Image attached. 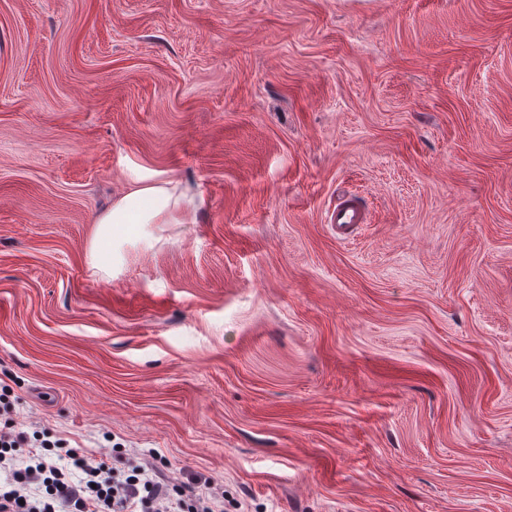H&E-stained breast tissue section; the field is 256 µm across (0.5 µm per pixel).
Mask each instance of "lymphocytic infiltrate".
Listing matches in <instances>:
<instances>
[{
  "label": "lymphocytic infiltrate",
  "instance_id": "f902f5d3",
  "mask_svg": "<svg viewBox=\"0 0 512 512\" xmlns=\"http://www.w3.org/2000/svg\"><path fill=\"white\" fill-rule=\"evenodd\" d=\"M222 497L207 477L176 483L154 457L83 454L28 431L0 385V512H221Z\"/></svg>",
  "mask_w": 512,
  "mask_h": 512
}]
</instances>
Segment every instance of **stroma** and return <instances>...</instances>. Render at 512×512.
I'll return each mask as SVG.
<instances>
[{"mask_svg": "<svg viewBox=\"0 0 512 512\" xmlns=\"http://www.w3.org/2000/svg\"><path fill=\"white\" fill-rule=\"evenodd\" d=\"M0 381L224 512H512V0H0ZM194 198L166 179L135 187L101 214L95 222L89 259L96 272L112 271V236L120 229H133L134 224H182ZM365 221L364 211L358 204L349 199L337 204L329 219L330 224H336V227L343 229L354 224H364Z\"/></svg>", "mask_w": 512, "mask_h": 512, "instance_id": "35a3bbf8", "label": "stroma"}]
</instances>
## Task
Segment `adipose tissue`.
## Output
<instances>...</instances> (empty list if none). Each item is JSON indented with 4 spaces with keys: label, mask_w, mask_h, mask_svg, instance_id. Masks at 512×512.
I'll use <instances>...</instances> for the list:
<instances>
[{
    "label": "adipose tissue",
    "mask_w": 512,
    "mask_h": 512,
    "mask_svg": "<svg viewBox=\"0 0 512 512\" xmlns=\"http://www.w3.org/2000/svg\"><path fill=\"white\" fill-rule=\"evenodd\" d=\"M190 197L172 181L158 179L124 194L95 222L90 243V265L96 271L112 270V238L117 230L137 224H180Z\"/></svg>",
    "instance_id": "obj_1"
}]
</instances>
